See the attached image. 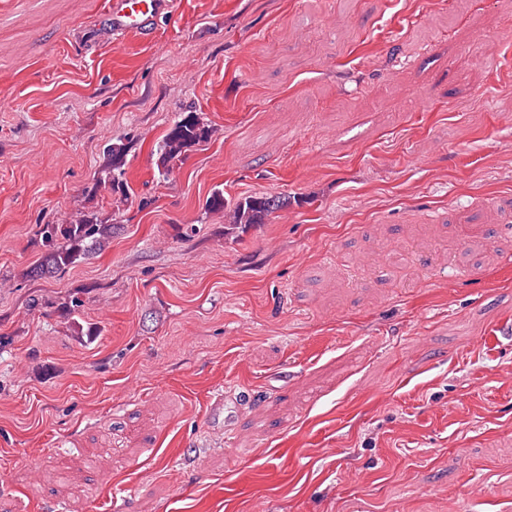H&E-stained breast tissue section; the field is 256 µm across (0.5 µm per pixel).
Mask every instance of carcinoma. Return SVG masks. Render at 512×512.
Returning <instances> with one entry per match:
<instances>
[{
    "mask_svg": "<svg viewBox=\"0 0 512 512\" xmlns=\"http://www.w3.org/2000/svg\"><path fill=\"white\" fill-rule=\"evenodd\" d=\"M214 129L197 112H187L164 135L159 146L160 164L164 167L181 160L187 149L206 143ZM288 206L279 196L254 194L228 203L224 192L217 190L207 200L213 213H230L231 226L246 229L255 224H265L276 211ZM115 224H104L94 215H84L69 224H44L38 234L45 252L42 260L30 269V276L45 277L60 274L69 267L88 261L112 238Z\"/></svg>",
    "mask_w": 512,
    "mask_h": 512,
    "instance_id": "cac0c4a2",
    "label": "carcinoma"
}]
</instances>
